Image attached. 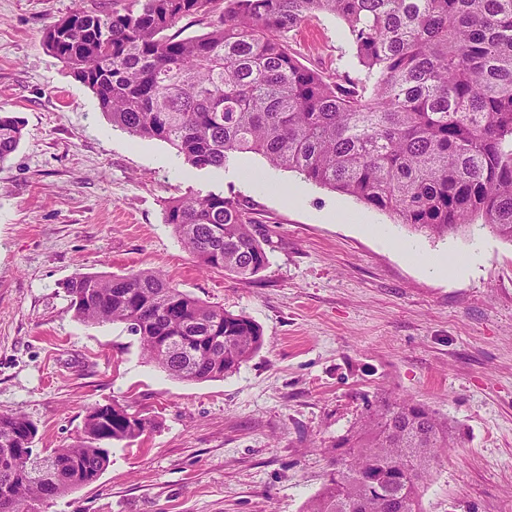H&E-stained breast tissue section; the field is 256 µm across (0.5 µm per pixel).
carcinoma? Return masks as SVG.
Returning <instances> with one entry per match:
<instances>
[{"mask_svg": "<svg viewBox=\"0 0 512 512\" xmlns=\"http://www.w3.org/2000/svg\"><path fill=\"white\" fill-rule=\"evenodd\" d=\"M323 13L346 24L356 74L305 67L287 48ZM183 20L207 31L184 36ZM44 46L112 126L168 143L195 168L255 153L416 231L444 239L479 226L512 243V0H112L55 21ZM22 136L20 118L0 112V164ZM164 219L204 270L249 279L269 263L234 198L190 191L167 202ZM63 288L75 319L125 325L180 380L221 379L264 344L251 318L159 270L85 273ZM174 335L223 341L163 353L160 337ZM130 412L92 405L75 443L42 453L31 420L0 414V512H32L99 477L112 442L152 427ZM457 441L430 407L381 393L331 445L306 512H421L432 463Z\"/></svg>", "mask_w": 512, "mask_h": 512, "instance_id": "carcinoma-1", "label": "carcinoma"}]
</instances>
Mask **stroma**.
<instances>
[{"label": "stroma", "instance_id": "obj_1", "mask_svg": "<svg viewBox=\"0 0 512 512\" xmlns=\"http://www.w3.org/2000/svg\"><path fill=\"white\" fill-rule=\"evenodd\" d=\"M78 4L0 0V110L24 123L0 164V413L34 422L38 449L75 442L95 403L129 404L154 426L113 443L98 480L45 512H304L328 447L382 391L457 426L459 444L421 487L423 512H512V244L487 230L430 237L254 153L198 170L163 141L130 138L43 45ZM292 47L325 73L358 66L330 14ZM275 183L300 184L302 200ZM190 191L248 205L268 243L261 273L241 280L197 266L164 221L166 201ZM340 202L365 229L328 220ZM381 230L424 259L446 250L479 262L446 281L384 247ZM133 269L163 271L246 314L262 348L224 378L182 381L147 362L123 326L69 312L63 281Z\"/></svg>", "mask_w": 512, "mask_h": 512}]
</instances>
